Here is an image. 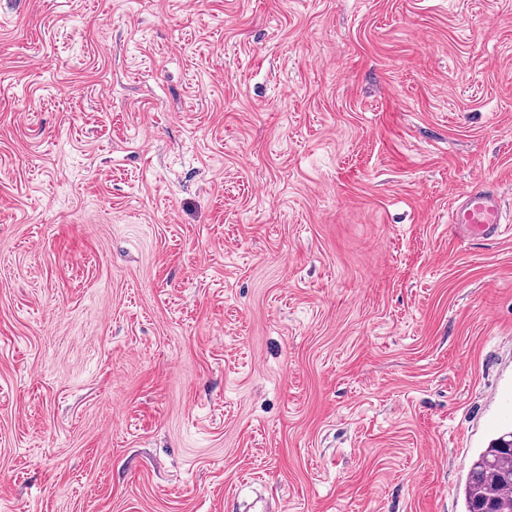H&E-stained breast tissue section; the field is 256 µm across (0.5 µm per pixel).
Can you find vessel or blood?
I'll return each instance as SVG.
<instances>
[{"mask_svg": "<svg viewBox=\"0 0 512 512\" xmlns=\"http://www.w3.org/2000/svg\"><path fill=\"white\" fill-rule=\"evenodd\" d=\"M456 229L469 237L492 239L503 224L502 201L498 194L477 188L462 196L452 213Z\"/></svg>", "mask_w": 512, "mask_h": 512, "instance_id": "1", "label": "vessel or blood"}]
</instances>
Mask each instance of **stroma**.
Wrapping results in <instances>:
<instances>
[{"mask_svg": "<svg viewBox=\"0 0 512 512\" xmlns=\"http://www.w3.org/2000/svg\"><path fill=\"white\" fill-rule=\"evenodd\" d=\"M476 187L512 222V0H0V512H462ZM452 224L460 233L472 238H496L503 224L501 197L492 190L469 191L458 200Z\"/></svg>", "mask_w": 512, "mask_h": 512, "instance_id": "stroma-1", "label": "stroma"}]
</instances>
